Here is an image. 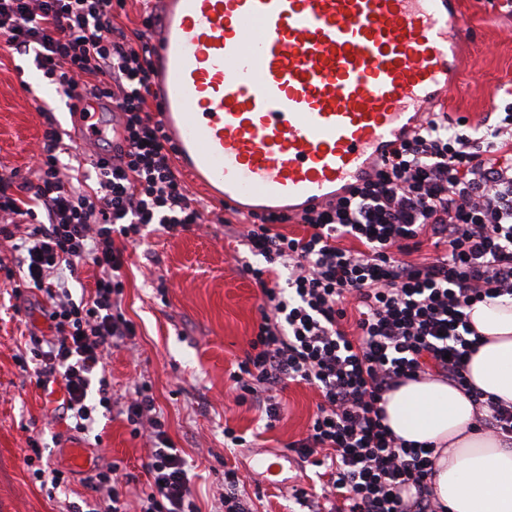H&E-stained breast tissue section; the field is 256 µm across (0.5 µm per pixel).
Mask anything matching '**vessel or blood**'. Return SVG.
Wrapping results in <instances>:
<instances>
[{
    "label": "vessel or blood",
    "instance_id": "vessel-or-blood-1",
    "mask_svg": "<svg viewBox=\"0 0 512 512\" xmlns=\"http://www.w3.org/2000/svg\"><path fill=\"white\" fill-rule=\"evenodd\" d=\"M156 119L213 209L299 215L447 105L471 48L463 0H151ZM81 147L107 135L76 102Z\"/></svg>",
    "mask_w": 512,
    "mask_h": 512
}]
</instances>
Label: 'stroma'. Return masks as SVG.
<instances>
[{"mask_svg":"<svg viewBox=\"0 0 512 512\" xmlns=\"http://www.w3.org/2000/svg\"><path fill=\"white\" fill-rule=\"evenodd\" d=\"M465 19L474 45L447 112L474 125L512 104V16L500 12L499 0H465ZM49 119L68 134L76 126L65 94L40 77L32 56L0 47V172L33 180V153ZM131 253L123 312L136 335L132 344L110 351L106 370L113 398H124L135 381L151 383L168 434L190 467L200 512H221L218 497L228 468L240 474L254 512H302L290 490L319 486V470L288 445L306 432L319 401L316 390L288 385L282 417L269 428L261 411L237 403L230 389L229 375L260 320V291L241 272L252 255L225 237L223 223L212 214L175 236L149 233ZM49 333L37 294L16 299L0 285V512H63L66 503L86 497L93 471L111 464L130 475L127 502L135 504L149 480L145 440L119 417L101 419L100 438L76 432L60 402L19 366L30 335ZM228 427L245 437L244 446L226 447ZM35 442L50 467L68 472L63 492L49 494L33 479L26 459ZM76 446L89 450V469L72 468L69 450ZM278 452L288 456L284 483L268 487L253 474L252 458Z\"/></svg>","mask_w":512,"mask_h":512,"instance_id":"35a3bbf8","label":"stroma"}]
</instances>
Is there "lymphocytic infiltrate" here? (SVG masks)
Segmentation results:
<instances>
[{
	"label": "lymphocytic infiltrate",
	"mask_w": 512,
	"mask_h": 512,
	"mask_svg": "<svg viewBox=\"0 0 512 512\" xmlns=\"http://www.w3.org/2000/svg\"><path fill=\"white\" fill-rule=\"evenodd\" d=\"M0 43L33 56L67 97L115 108L124 132L88 168H67L63 135L47 122L35 183L0 175V239L11 244L0 273L14 296L41 292L51 322L50 338L30 339L35 382H62V408L77 431L92 430L101 408L148 439L152 481L137 512H198L150 386L136 384L117 404L102 373L108 349L135 334L122 313L128 245L148 228L175 235L203 218L153 116L144 36L118 31L112 0H0ZM287 221L270 216L235 229L262 259L243 268L262 305L230 375L236 401L261 408L272 424L287 383L318 391L305 435L291 444L324 470L320 491L294 492L308 512L329 503L336 512H447L431 489L436 443L395 436L381 402L425 374L467 388L464 367L477 350L467 310L512 297V111L488 113L470 135L447 113H428L389 159L301 214L305 235L277 231ZM346 239L356 249L344 248ZM83 263L96 271L94 292L76 301L65 278ZM472 397L478 430L511 448L512 404ZM89 492V510L72 504L67 512H127L117 467L99 470Z\"/></svg>",
	"instance_id": "1"
}]
</instances>
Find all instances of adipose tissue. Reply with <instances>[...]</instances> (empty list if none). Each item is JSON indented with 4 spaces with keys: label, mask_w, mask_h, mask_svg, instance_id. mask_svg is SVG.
<instances>
[{
    "label": "adipose tissue",
    "mask_w": 512,
    "mask_h": 512,
    "mask_svg": "<svg viewBox=\"0 0 512 512\" xmlns=\"http://www.w3.org/2000/svg\"><path fill=\"white\" fill-rule=\"evenodd\" d=\"M470 320L479 346L466 365L468 383L512 403V298L475 304ZM383 409L395 436L440 445L433 489L448 512H512V448L475 431L464 391L426 375L388 392Z\"/></svg>",
    "instance_id": "ef3b65f1"
}]
</instances>
